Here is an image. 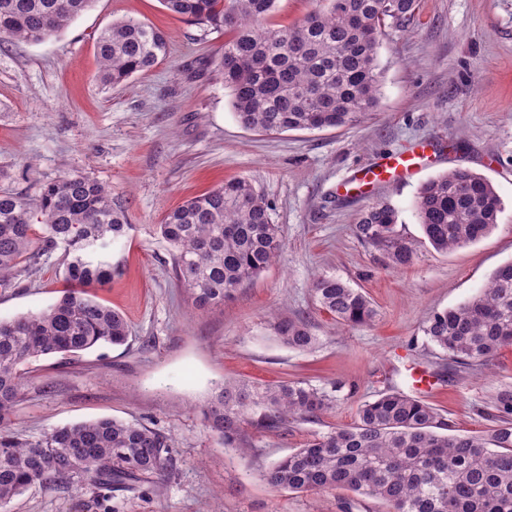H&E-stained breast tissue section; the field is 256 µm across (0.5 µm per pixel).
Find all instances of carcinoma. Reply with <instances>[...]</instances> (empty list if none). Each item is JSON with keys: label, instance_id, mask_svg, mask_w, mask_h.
<instances>
[{"label": "carcinoma", "instance_id": "cac0c4a2", "mask_svg": "<svg viewBox=\"0 0 512 512\" xmlns=\"http://www.w3.org/2000/svg\"><path fill=\"white\" fill-rule=\"evenodd\" d=\"M93 0H0V36L41 41L66 27ZM171 12L227 36L217 68L231 89L240 122L262 132L320 130L360 122L378 105V49L388 30L410 20L418 0H316L299 23L267 22L276 0H162ZM101 80L118 86L169 53L165 36L134 20L112 23L97 37ZM416 211L421 245L446 252L487 236L501 201L479 174L455 169L422 184ZM41 216L42 232L33 228ZM398 211L377 201L354 233L383 252L387 265L410 264L417 247L396 230ZM131 225L112 192L81 175H62L35 201L0 192V288H10L39 252L60 248L71 288L37 311L0 318V512L36 484L77 480L106 499L145 475L173 466L171 439L111 418L57 427L30 442L11 427L30 366L40 358L74 357L128 340L124 316L92 289L112 279V244ZM159 232L171 247L177 279L200 310L224 304L281 254L269 205L246 179L235 178L168 212ZM319 307L338 323L361 326L376 316L361 291L336 277L314 282ZM275 338L306 351L318 338L302 318L272 325ZM423 332L454 363L486 365L512 345V261L497 268L482 292L434 312ZM336 396L303 381L257 386L222 382L203 409L224 448L243 449L244 425L275 427L285 415L303 421L333 406ZM484 435H448L447 423L422 400L398 390L358 407L350 427L318 434L264 474L276 489L320 493L336 488L379 500L388 512H512V389L495 401Z\"/></svg>", "mask_w": 512, "mask_h": 512}]
</instances>
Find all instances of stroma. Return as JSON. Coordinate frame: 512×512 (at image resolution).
Wrapping results in <instances>:
<instances>
[{
    "label": "stroma",
    "instance_id": "35a3bbf8",
    "mask_svg": "<svg viewBox=\"0 0 512 512\" xmlns=\"http://www.w3.org/2000/svg\"><path fill=\"white\" fill-rule=\"evenodd\" d=\"M161 30L169 53L117 87L99 77L96 39L117 20ZM224 35L172 14L162 0H93L40 42L0 38V191L37 198L64 174L112 191L130 230L112 247L111 282L96 292L122 313L126 345L61 363L35 362L11 417L21 437L109 417L171 436L165 476L116 490L111 512H385L378 501L335 489L320 495L270 487L263 474L314 435L352 425L378 392L414 394L412 369L435 386L424 400L452 434H484L497 392L512 387V346L487 366L449 361L423 326L436 311L477 295L512 260V0H419L412 21L392 29L378 61L375 112L353 126L265 133L239 121L213 61ZM418 143L435 154L408 181L367 194L345 192L380 157ZM455 168L485 177L502 202L496 228L447 253L422 246L414 200L425 181ZM233 178L268 201L280 230L279 260L224 305L198 312L177 280L157 226L185 200ZM386 201L397 230L420 245L408 267H386L353 227ZM361 290L377 316L340 326L314 299L316 276ZM67 283L61 251L36 255L15 287L0 288V317L36 312ZM303 318L319 336L310 351L273 337V317ZM303 381L337 393L318 418L279 428L245 426L243 451L219 446L202 410L224 381ZM9 512H101L91 488L31 487Z\"/></svg>",
    "mask_w": 512,
    "mask_h": 512
}]
</instances>
